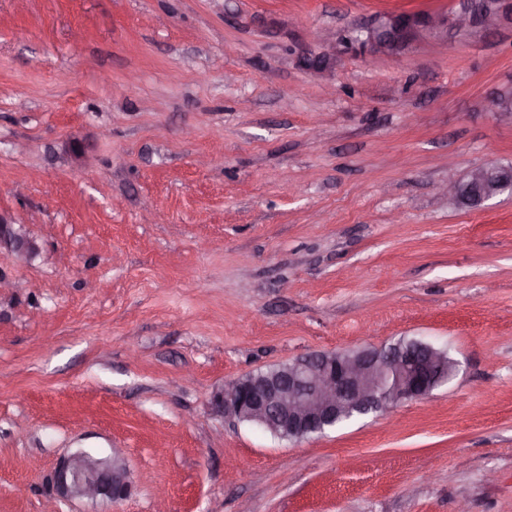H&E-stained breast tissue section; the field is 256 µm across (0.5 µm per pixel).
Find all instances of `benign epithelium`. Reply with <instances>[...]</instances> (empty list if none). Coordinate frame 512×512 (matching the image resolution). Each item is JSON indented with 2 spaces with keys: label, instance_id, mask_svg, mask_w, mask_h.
<instances>
[{
  "label": "benign epithelium",
  "instance_id": "benign-epithelium-1",
  "mask_svg": "<svg viewBox=\"0 0 512 512\" xmlns=\"http://www.w3.org/2000/svg\"><path fill=\"white\" fill-rule=\"evenodd\" d=\"M504 23L512 25V0H455L451 11L443 13L386 11L336 34L319 55L303 61L320 72L347 51L395 55L417 40L442 43L459 34L480 36ZM492 111L512 123V93L496 97ZM446 192L455 204L481 209L500 195H512V166L481 165L464 178H449ZM2 246L19 260H30L39 252L24 225L0 214ZM458 370L459 363L447 360L443 349L420 340L406 346L315 353L284 364L271 377L249 375L225 384L214 392L212 408L226 420L300 440L338 422L424 398ZM50 484L53 495L64 500H121L132 488L127 463L117 448L108 455L90 450L68 455L55 468Z\"/></svg>",
  "mask_w": 512,
  "mask_h": 512
}]
</instances>
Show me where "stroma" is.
Returning <instances> with one entry per match:
<instances>
[{
    "instance_id": "1",
    "label": "stroma",
    "mask_w": 512,
    "mask_h": 512,
    "mask_svg": "<svg viewBox=\"0 0 512 512\" xmlns=\"http://www.w3.org/2000/svg\"><path fill=\"white\" fill-rule=\"evenodd\" d=\"M453 3L0 0V212L40 245L0 252V512L81 448L124 449L132 493L57 512H512V196L436 191L512 163V26L303 63ZM403 337L456 376L302 441L212 408Z\"/></svg>"
}]
</instances>
